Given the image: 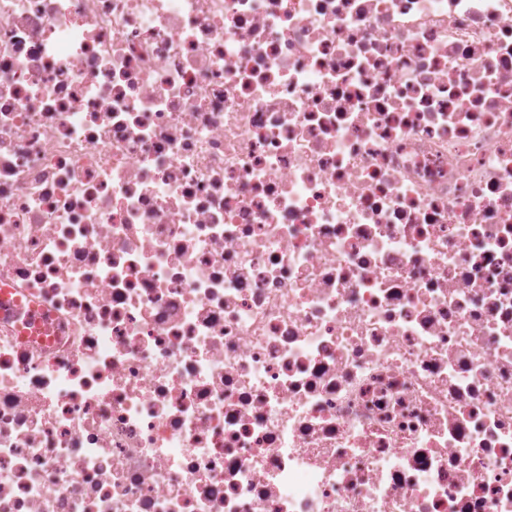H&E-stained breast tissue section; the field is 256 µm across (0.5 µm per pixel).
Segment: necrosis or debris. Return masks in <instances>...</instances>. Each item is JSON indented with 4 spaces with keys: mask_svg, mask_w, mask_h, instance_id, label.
Masks as SVG:
<instances>
[{
    "mask_svg": "<svg viewBox=\"0 0 512 512\" xmlns=\"http://www.w3.org/2000/svg\"><path fill=\"white\" fill-rule=\"evenodd\" d=\"M0 512H512V0H0Z\"/></svg>",
    "mask_w": 512,
    "mask_h": 512,
    "instance_id": "necrosis-or-debris-1",
    "label": "necrosis or debris"
}]
</instances>
